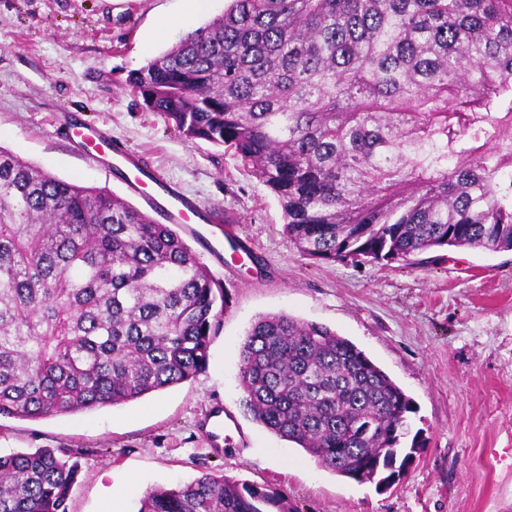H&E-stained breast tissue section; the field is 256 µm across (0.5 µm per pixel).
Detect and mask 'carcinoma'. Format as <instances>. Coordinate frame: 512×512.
I'll return each instance as SVG.
<instances>
[{
  "mask_svg": "<svg viewBox=\"0 0 512 512\" xmlns=\"http://www.w3.org/2000/svg\"><path fill=\"white\" fill-rule=\"evenodd\" d=\"M185 138L234 151L310 260L512 252V0H229L132 73ZM224 299L168 224L0 146V416L90 412L194 377ZM252 418L379 489L420 448L412 400L325 325L260 317L239 353ZM402 459H397L398 454ZM80 453L0 455V512H68ZM138 512H297L206 472Z\"/></svg>",
  "mask_w": 512,
  "mask_h": 512,
  "instance_id": "1",
  "label": "carcinoma"
}]
</instances>
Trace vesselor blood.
<instances>
[{
	"label": "vessel or blood",
	"instance_id": "1",
	"mask_svg": "<svg viewBox=\"0 0 512 512\" xmlns=\"http://www.w3.org/2000/svg\"><path fill=\"white\" fill-rule=\"evenodd\" d=\"M67 134L87 149L94 163H109L112 170L144 202L147 210L170 224H193L206 251L219 253L224 231L210 210L188 198L169 178L145 163L141 156L113 142L111 135L84 125L70 126Z\"/></svg>",
	"mask_w": 512,
	"mask_h": 512
}]
</instances>
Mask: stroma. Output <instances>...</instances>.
Masks as SVG:
<instances>
[{
	"label": "stroma",
	"instance_id": "1",
	"mask_svg": "<svg viewBox=\"0 0 512 512\" xmlns=\"http://www.w3.org/2000/svg\"><path fill=\"white\" fill-rule=\"evenodd\" d=\"M189 0H0V146L63 180L143 202L111 169L87 163L72 122L162 169L230 232L223 255L176 230L224 288L209 358L195 377L115 407L38 420L0 418V454L81 450L69 512H101L111 490L126 512L141 496L202 469L283 489L297 512H512V252L461 247L387 266L313 262L284 231L271 191L232 152L187 140L128 85L186 33L223 13ZM286 313L353 342L412 399L421 448L381 491L319 467L254 421L238 385L239 350L263 315ZM224 412V443L204 432Z\"/></svg>",
	"mask_w": 512,
	"mask_h": 512
}]
</instances>
